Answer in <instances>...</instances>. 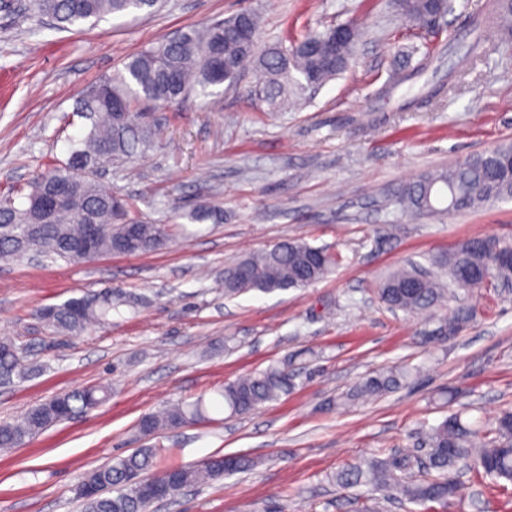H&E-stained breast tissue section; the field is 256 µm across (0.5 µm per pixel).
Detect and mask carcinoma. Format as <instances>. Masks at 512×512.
<instances>
[{"instance_id":"cac0c4a2","label":"carcinoma","mask_w":512,"mask_h":512,"mask_svg":"<svg viewBox=\"0 0 512 512\" xmlns=\"http://www.w3.org/2000/svg\"><path fill=\"white\" fill-rule=\"evenodd\" d=\"M34 12L50 18L56 28L94 26L108 15L151 13L157 0H31ZM395 8L410 22L434 26L451 9L449 0H396ZM471 39L464 45L466 55L479 58L484 53V33L492 30L504 45L512 43V0H491L486 14L471 18ZM259 19L240 13L224 22L190 29L173 39H160L128 57L121 69L88 89L76 103L75 112L91 121L87 133L70 144L66 161L38 171L28 182L29 192L21 204L0 198V259H23L28 245L18 239L24 227L34 225L35 255L68 262L91 260L101 254L137 255L163 245L168 230L136 218L132 205L104 189L98 170L114 157L131 156L146 146L150 131L144 124L142 104L162 106L183 102L191 96H213L224 83H235L252 60L262 72V81L251 93L276 112L306 88L320 86L348 68L361 37L354 21L338 24L322 32H312L289 46L259 49ZM431 54L406 71L392 74L393 90L421 72ZM512 155V143H501L471 155L462 162L423 174L400 192L404 208L413 214L470 211L512 198V168L491 163ZM69 182L66 203L45 219L41 202L55 182ZM190 224H216L218 210L198 205L179 214ZM104 227L90 253L64 248L84 236V221ZM512 248L508 239L490 236L467 239L451 251L432 258V264L453 278L459 270L469 278L459 288L484 287L489 279L512 281V261L504 252ZM340 256L303 241L284 239L238 260L224 271V295L232 298L257 290L263 293L305 288L327 277ZM448 283L417 264L391 272L377 289L390 309L410 314L422 313L448 297ZM143 300L135 295L104 289L60 304L39 307L35 317L55 331L79 335L112 322V312L121 307L136 311ZM471 320V312L461 309L427 333L426 341L439 343L456 335ZM39 371L27 364L10 339H0V385L22 381ZM412 370L391 367L360 381L350 400L382 396L408 383ZM297 375L284 363L241 376L215 392L191 402L177 401L157 413L144 415L138 429L144 435L172 431L209 419L224 410L243 415L278 400L297 386ZM110 396L106 387H85L57 395L27 409L12 424H0V448H16L77 412H86ZM426 461L418 474L411 473L412 456L364 458L336 472L341 488L368 486L414 506L413 512H430L431 504L446 503L456 496V477L472 471L498 484H512V412H503L488 433L472 429L461 416L452 414L422 430ZM244 455H216L193 466L157 470L155 449L139 448L91 472L78 487L82 512H151L152 489L160 488L161 499L171 500L188 487L200 486L255 467Z\"/></svg>"}]
</instances>
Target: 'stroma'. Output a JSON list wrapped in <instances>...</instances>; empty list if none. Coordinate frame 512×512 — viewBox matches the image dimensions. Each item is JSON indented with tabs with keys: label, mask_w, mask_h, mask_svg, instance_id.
<instances>
[{
	"label": "stroma",
	"mask_w": 512,
	"mask_h": 512,
	"mask_svg": "<svg viewBox=\"0 0 512 512\" xmlns=\"http://www.w3.org/2000/svg\"><path fill=\"white\" fill-rule=\"evenodd\" d=\"M27 2L0 0V196L65 159L90 126L74 111L77 99L158 39L245 9L261 15L264 45L352 18L364 34L345 72L279 111L250 97L260 80L252 65L220 96L150 110L149 145L101 171V183L150 223H172L175 207L199 204L219 209L221 223L136 256L0 260V337L45 367L0 387V424L76 388L111 390L97 409L0 450V512H80L76 491L89 473L145 447L164 467L230 454L257 462L186 490L165 512H357L367 489L336 486L337 470L416 447L421 426L449 412L487 430L512 410L511 285L457 289L430 319L389 310L376 292L390 271L463 240L512 239V201L420 216L395 198L426 172L512 140V46L489 40L477 60L462 50L471 17L490 0H453L434 28L411 24L388 0H160L152 15L69 31L38 21ZM412 45L436 48L431 66L380 95ZM441 81L444 93L428 95ZM285 238L343 261L306 288L225 297L228 265ZM108 287L149 304L136 314L119 308L111 323L77 336L32 315ZM460 308L473 318L455 337L424 343ZM282 360L303 382L278 401L159 435L137 428L167 402L213 395ZM400 364L417 369L407 386L347 402L362 378ZM435 512H512V484L501 491L460 475L456 497Z\"/></svg>",
	"instance_id": "obj_1"
}]
</instances>
